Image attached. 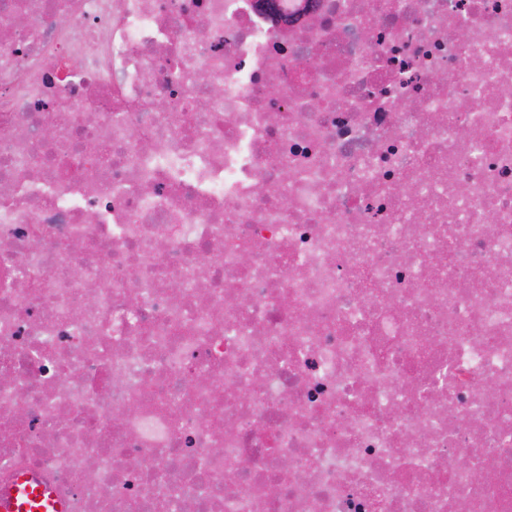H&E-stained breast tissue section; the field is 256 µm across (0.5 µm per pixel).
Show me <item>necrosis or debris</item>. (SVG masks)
<instances>
[{
    "label": "necrosis or debris",
    "mask_w": 512,
    "mask_h": 512,
    "mask_svg": "<svg viewBox=\"0 0 512 512\" xmlns=\"http://www.w3.org/2000/svg\"><path fill=\"white\" fill-rule=\"evenodd\" d=\"M22 474L65 512H512V0H0Z\"/></svg>",
    "instance_id": "necrosis-or-debris-1"
}]
</instances>
